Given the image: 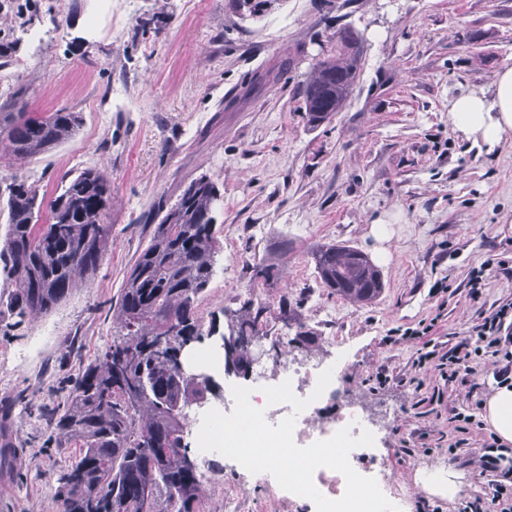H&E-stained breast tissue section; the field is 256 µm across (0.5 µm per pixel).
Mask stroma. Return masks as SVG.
<instances>
[{
    "label": "stroma",
    "instance_id": "stroma-1",
    "mask_svg": "<svg viewBox=\"0 0 512 512\" xmlns=\"http://www.w3.org/2000/svg\"><path fill=\"white\" fill-rule=\"evenodd\" d=\"M227 2L0 0V41L17 43L0 62V112L12 111L18 93L27 111L64 108L83 119L69 142L0 163V175L24 176L49 200L63 177L84 169L112 179V249L96 274L46 315L0 323V423L18 455L0 471V512H53L54 473L67 460L16 394L54 406L111 344L112 305L154 229L146 214L203 175L222 186L223 231L201 314L245 299L247 267L278 257L277 287L257 297L273 308L284 295L300 302L317 336L306 349L282 344L283 359L325 361L345 392L384 414L377 446L400 512H416L421 498L455 512L420 475L450 470L462 495H484L485 478L452 459L448 441L453 409L497 388L494 368L484 366L471 393L432 370L417 389L404 376L421 340L389 336L434 316L431 340L450 346L480 311L512 301V141L489 152L448 120L454 98L492 96L497 71L512 67V0H274L254 19ZM22 15L32 20L25 32ZM345 27L363 39L360 76L346 108L313 128L300 87ZM380 218L391 231L390 256L379 263L386 287L358 308L324 288L310 251L341 241L373 252L370 228ZM491 255L506 265L491 269L473 298L471 271ZM439 281L447 293L436 292ZM382 366L392 380L381 387L372 377ZM421 435L428 453L403 454ZM219 462L203 474L200 512H225L232 485L241 512H304L265 473Z\"/></svg>",
    "mask_w": 512,
    "mask_h": 512
}]
</instances>
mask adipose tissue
Here are the masks:
<instances>
[{
  "label": "adipose tissue",
  "instance_id": "adipose-tissue-1",
  "mask_svg": "<svg viewBox=\"0 0 512 512\" xmlns=\"http://www.w3.org/2000/svg\"><path fill=\"white\" fill-rule=\"evenodd\" d=\"M448 119L464 138L490 150L512 136V67L498 72L493 98L477 92L457 96Z\"/></svg>",
  "mask_w": 512,
  "mask_h": 512
}]
</instances>
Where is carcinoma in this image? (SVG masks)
Listing matches in <instances>:
<instances>
[{"mask_svg": "<svg viewBox=\"0 0 512 512\" xmlns=\"http://www.w3.org/2000/svg\"><path fill=\"white\" fill-rule=\"evenodd\" d=\"M269 0H229L236 14L264 12ZM341 49L317 62L303 84L307 122L323 124L342 111L361 64L362 37L350 28ZM78 112L59 109L31 116L0 112L4 156L33 159L74 138ZM7 225L0 241L4 285L0 307L17 323L49 313L94 275L112 248V182L106 172L86 169L61 185L50 201L22 177L6 184ZM218 182L204 175L190 181L170 208L157 211L153 234L131 267L113 306L117 338L78 374L73 388L52 409L39 406L57 447L75 448L71 461L55 473L56 512H138L151 498L154 512H200L202 472L188 441V409L222 397L211 376L187 383L178 376L183 345L205 336L236 337L224 365L241 372L250 362L247 339L271 335L270 322L295 330L294 341L309 347L317 336L302 322L298 306L280 298L277 311L252 299L225 307L204 323L199 301L220 252L215 198ZM49 219L39 223L43 204ZM324 287L350 304L374 302L385 288L371 258L345 243H323L312 251ZM249 282L273 288L280 278L276 259L248 268ZM163 355L150 351L168 334Z\"/></svg>", "mask_w": 512, "mask_h": 512, "instance_id": "obj_1", "label": "carcinoma"}]
</instances>
